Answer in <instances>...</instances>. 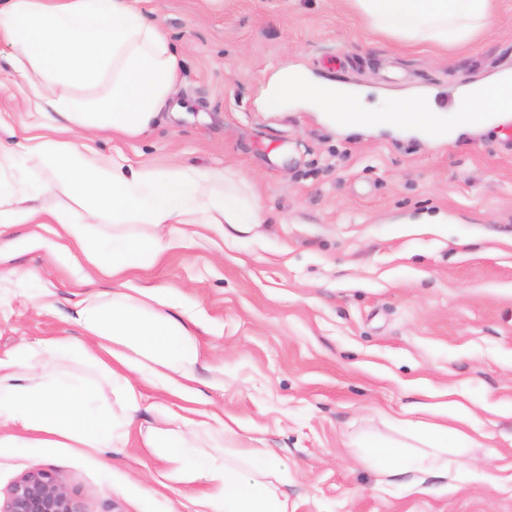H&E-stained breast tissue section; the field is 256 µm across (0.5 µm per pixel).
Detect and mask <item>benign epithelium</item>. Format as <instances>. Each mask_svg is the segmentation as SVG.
<instances>
[{
	"instance_id": "benign-epithelium-1",
	"label": "benign epithelium",
	"mask_w": 512,
	"mask_h": 512,
	"mask_svg": "<svg viewBox=\"0 0 512 512\" xmlns=\"http://www.w3.org/2000/svg\"><path fill=\"white\" fill-rule=\"evenodd\" d=\"M0 512H83V507L56 473L39 470L10 485Z\"/></svg>"
}]
</instances>
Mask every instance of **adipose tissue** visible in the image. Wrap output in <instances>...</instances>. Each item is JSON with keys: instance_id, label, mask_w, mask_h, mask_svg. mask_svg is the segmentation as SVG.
<instances>
[{"instance_id": "ef3b65f1", "label": "adipose tissue", "mask_w": 512, "mask_h": 512, "mask_svg": "<svg viewBox=\"0 0 512 512\" xmlns=\"http://www.w3.org/2000/svg\"><path fill=\"white\" fill-rule=\"evenodd\" d=\"M372 31L441 48L483 31L492 0H349ZM178 57L163 25L138 0H0V71L34 105L47 132L29 127L0 142L1 240L27 226L30 244L50 260L96 271L108 291L79 292L73 319L82 337L25 343L0 356V447L75 448L107 454L125 447L142 409L141 385L182 399L195 397L200 349L191 330L196 314L165 288H133L131 271L189 247L190 227L223 232L228 224H263L257 199H243L224 170L178 163L158 169L92 148L101 130L125 137L148 132L173 102ZM303 72H279L270 99L307 103L328 119L361 125V90L336 85L318 91ZM512 119V74L476 84L454 108ZM183 225L173 233L171 225ZM142 446L168 465L169 480L204 485L200 512H288L287 475L266 448L245 439L217 413L188 416L164 404L141 436ZM459 429L436 425L424 444L426 471L460 466L449 443L464 446Z\"/></svg>"}]
</instances>
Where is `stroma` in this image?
<instances>
[{
  "label": "stroma",
  "instance_id": "35a3bbf8",
  "mask_svg": "<svg viewBox=\"0 0 512 512\" xmlns=\"http://www.w3.org/2000/svg\"><path fill=\"white\" fill-rule=\"evenodd\" d=\"M141 6L182 59L178 97L191 109L137 138L99 133L94 148L227 169L269 216L130 277L195 307L209 408L287 467L291 512H512V121L460 129L451 111L465 87L512 72V0H493L487 31L447 49L373 32L346 0ZM287 65L362 89L371 112L426 99L444 136L270 110L269 83ZM13 235L9 268L34 273L57 303L42 311L18 293L0 305L1 356L81 334L74 269L27 245L23 228ZM450 390L489 438L406 493L421 416L402 410ZM167 469L135 435L107 458L0 447V497L51 470L84 512H193L198 487Z\"/></svg>",
  "mask_w": 512,
  "mask_h": 512
}]
</instances>
